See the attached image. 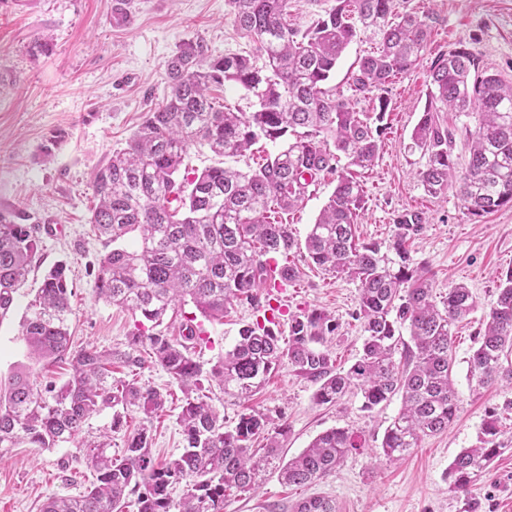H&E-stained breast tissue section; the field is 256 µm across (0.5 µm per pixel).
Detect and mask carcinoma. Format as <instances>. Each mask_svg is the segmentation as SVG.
<instances>
[{
  "mask_svg": "<svg viewBox=\"0 0 512 512\" xmlns=\"http://www.w3.org/2000/svg\"><path fill=\"white\" fill-rule=\"evenodd\" d=\"M240 32L253 42L264 66L251 56H213L200 42L179 46L167 61L171 79L166 101L93 177L95 205L90 224L110 246L99 259L96 292L138 317L128 350L72 347V313L66 266L56 264L27 303L21 336L35 365L65 362L70 376L62 384H37L32 369L0 385V449L22 444L39 450L73 443L86 449L95 481L78 496H53L41 512H123L136 496L137 512H224L226 493L256 490L261 469L278 462L281 480L304 487L331 473L344 457L365 447L361 434L346 427L319 434L300 454L284 461L281 438L264 413L240 414L236 426L197 394L202 380L215 381L224 394L246 401L286 357L302 376L318 383L314 399L333 404L351 389L372 409L395 395L402 407L385 428L380 457L398 461L426 436L448 430L458 407L453 382L452 337L456 324L476 308L464 284L448 289L442 306L432 301L433 282L411 257L406 242L426 224L419 212L402 214L391 243L356 242L355 225L363 203L361 174L374 166L379 140L351 102L326 88L346 48L362 34L376 50L361 58L350 87L366 96L415 68L436 24L430 15H395V0H336V6L301 30L288 22L290 0H227ZM428 104L412 134L427 156L418 173L425 192L438 196L449 182L459 184L464 207L481 217L512 205V82L479 70L466 48L437 58L430 67ZM234 84L255 97L252 112H233L212 91ZM466 118L477 115L470 158L461 174L453 159V132L437 112ZM264 138L282 143L260 168L243 172L212 166L177 178L188 146L199 142L218 156H234ZM346 167L338 168L340 157ZM337 184L304 242L288 225L271 220L274 210H290L324 173ZM20 213L0 211V319L12 310L26 276L38 261V229L20 222ZM138 232L129 248L118 245ZM305 250L319 268L359 282L356 318L363 323L362 353L346 371L334 368L323 349L336 330L332 319L313 309L289 319L288 345L273 328L256 322L239 330L233 348L207 372L194 360L201 340L197 317L221 322L233 303L276 281L292 282L299 270L280 266L274 255ZM198 315L184 317L182 336L168 335L165 320L186 304ZM413 346L401 344L400 329ZM403 346V361L395 359ZM147 346L185 395L179 415L181 453L161 464L149 448L147 429L128 437L119 457L112 439H79L87 418L113 410L112 429L122 412L134 407L147 416L163 410L166 398L137 381L112 383V358L141 366L134 356ZM468 380L482 387L497 381L512 385V272L500 276L498 298L468 361ZM268 436L263 454L253 441ZM496 420L485 422L480 445L462 449L448 467L450 491L468 497L503 451ZM185 484L175 502L170 488ZM294 512H336L334 502L310 496Z\"/></svg>",
  "mask_w": 512,
  "mask_h": 512,
  "instance_id": "1",
  "label": "carcinoma"
}]
</instances>
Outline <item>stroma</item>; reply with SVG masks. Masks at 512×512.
I'll list each match as a JSON object with an SVG mask.
<instances>
[{
	"label": "stroma",
	"instance_id": "35a3bbf8",
	"mask_svg": "<svg viewBox=\"0 0 512 512\" xmlns=\"http://www.w3.org/2000/svg\"><path fill=\"white\" fill-rule=\"evenodd\" d=\"M115 2L0 0V211L22 212L41 228V264L31 270L13 310L0 320L4 380L25 359L20 338L25 306L46 272L61 262L72 288L69 331L74 346L126 350L135 316L98 299L95 289L105 244L89 223L92 172L125 147L145 116L165 101L170 92L166 63L178 44L198 40L214 55L253 49L240 35L227 0H135L136 21L131 25L118 20ZM399 9L430 12L437 19L419 66L393 79L383 96H354L350 74L358 58L375 48L364 36L343 54L331 84L364 112L381 143L375 166L363 176L359 240L389 244L398 216L421 212L426 225L410 250L433 280L435 296L462 283L476 298V309L458 323L453 337L459 395L455 419L447 432L425 437L405 460L389 466L380 462L378 446L401 408L400 398L368 411L361 394L352 390L336 404L319 405L313 399L316 382L281 363L249 405L287 426L284 457L298 454L335 427L362 432L366 446L308 487L284 485L275 469L265 468L258 490L226 495L224 512H291L299 500L312 495L332 498L338 512H464V497L448 489L449 464L462 449L477 446L489 418H497L503 435L512 434V388L503 382L479 388L467 378L468 360L497 298L498 278L512 270V208L473 217L454 182L439 196L426 194L417 177L426 158L410 148L427 102L430 66L439 56L466 48L478 58L481 70L512 81V0H399ZM43 36L52 46L46 54L33 49ZM57 131L65 138L52 158H45L42 148ZM275 150V144L262 139L244 155L225 161L194 143L181 172L190 175L224 161L245 171ZM335 186V176L320 177L297 208L277 211L273 220L305 239ZM276 261L294 263L300 270L296 281L276 293L281 306L273 326L276 335L288 338L290 315L324 310L336 325L329 342L335 368L348 370L364 341L362 323L355 317L358 281L326 273L296 251ZM262 317L257 305L234 303L223 322L205 323L208 340L196 346L195 359L210 369L234 345L239 329ZM139 355L145 360L140 368L113 362V380L134 379L159 389L167 396L166 407L150 418L136 409L127 411L122 431L112 436V452L121 454L127 435L144 428L153 456L162 462L182 449L178 417L184 396L161 367L149 363L147 349ZM93 480L84 449L70 444L50 450L8 449L0 453V512H40L47 498L79 495ZM472 496L477 512H512V448L495 459Z\"/></svg>",
	"mask_w": 512,
	"mask_h": 512
}]
</instances>
